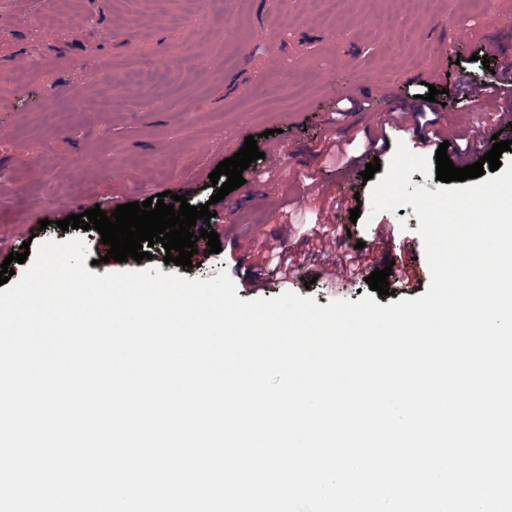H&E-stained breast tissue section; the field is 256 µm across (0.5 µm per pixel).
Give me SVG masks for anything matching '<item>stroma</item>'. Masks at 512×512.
<instances>
[{"label":"stroma","mask_w":512,"mask_h":512,"mask_svg":"<svg viewBox=\"0 0 512 512\" xmlns=\"http://www.w3.org/2000/svg\"><path fill=\"white\" fill-rule=\"evenodd\" d=\"M182 0H0V261L18 252L23 241L83 238L91 273L159 267L162 273L207 280L227 272L237 296L269 299L285 292L311 295L321 306L333 300L358 301L370 293L368 283L335 282L317 275L323 247L308 237L303 223L327 226L344 236L345 248L376 245L378 225H388L393 243L383 261L363 259L367 271L386 262L403 263L415 255L420 277L393 295H373L386 306L424 295L430 282L420 222L412 206L370 211V188L352 166L380 161L388 165L397 143L420 150L417 118L408 112L420 83L439 88L438 102L457 116L441 135L447 154L458 160L461 144H475L494 128L492 113L461 99L457 89L467 78L500 70L512 60V0H484L474 13L468 0H415L416 34L410 55H398L391 29L374 27L363 0H345L328 21L307 12L303 0H285L281 9L261 0H224L225 34L183 23ZM462 19L467 33L456 49L444 51L439 21ZM77 27L75 36L63 34ZM497 41L502 56L476 61L486 40ZM396 57L392 68L383 61ZM160 65L165 85L149 75L124 80L147 62ZM118 77L111 86L110 77ZM312 85L304 100L269 112H245L248 96H278L286 83ZM107 97L111 106L99 111ZM341 98L357 109L335 116ZM402 110L401 127L388 130L389 147L371 148L372 124L389 106ZM256 136L262 153L245 180L215 203L211 227L222 250L193 255V268L165 264L162 245L139 262L105 261L107 252L93 229L64 231L58 220L92 207L113 212L121 204L145 201L155 194L188 189L191 202L215 194L209 175L234 155L247 136ZM260 190L267 209L250 206L247 197ZM347 199L360 210V221L337 222L336 206ZM47 228H40V220ZM263 225L276 238L277 250L296 264L294 278L272 279L263 253L248 227ZM271 277L263 293L248 280Z\"/></svg>","instance_id":"obj_1"}]
</instances>
